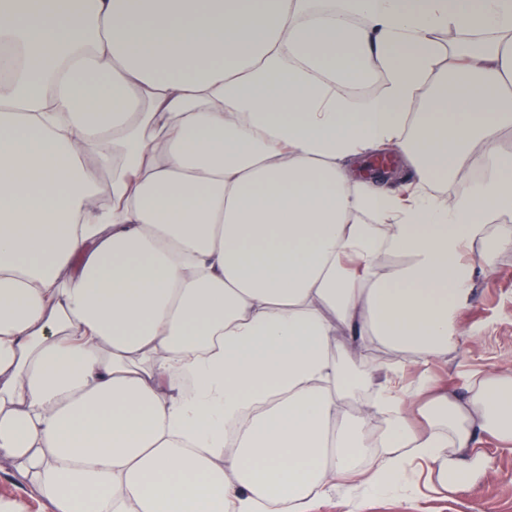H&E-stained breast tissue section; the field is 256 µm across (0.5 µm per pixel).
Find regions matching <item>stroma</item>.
I'll use <instances>...</instances> for the list:
<instances>
[{
	"mask_svg": "<svg viewBox=\"0 0 512 512\" xmlns=\"http://www.w3.org/2000/svg\"><path fill=\"white\" fill-rule=\"evenodd\" d=\"M473 259L472 291L458 311L456 346L423 367L373 349L366 370L376 383L397 380L413 387L427 379L434 390L462 397L475 375L512 369V251L478 242ZM318 512H512V449L488 437L459 471L444 470L438 462L406 464L396 487L382 495L341 483Z\"/></svg>",
	"mask_w": 512,
	"mask_h": 512,
	"instance_id": "stroma-1",
	"label": "stroma"
}]
</instances>
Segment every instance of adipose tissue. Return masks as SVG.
I'll list each match as a JSON object with an SVG mask.
<instances>
[{"label":"adipose tissue","mask_w":512,"mask_h":512,"mask_svg":"<svg viewBox=\"0 0 512 512\" xmlns=\"http://www.w3.org/2000/svg\"><path fill=\"white\" fill-rule=\"evenodd\" d=\"M473 27L440 65L433 33ZM368 58L389 86L355 110L332 79ZM511 129L512 0H0V461L51 512H315L386 493L399 449L512 445L510 372L419 431L340 362L454 346ZM393 141L422 184L494 171L408 207L352 187Z\"/></svg>","instance_id":"ef3b65f1"}]
</instances>
